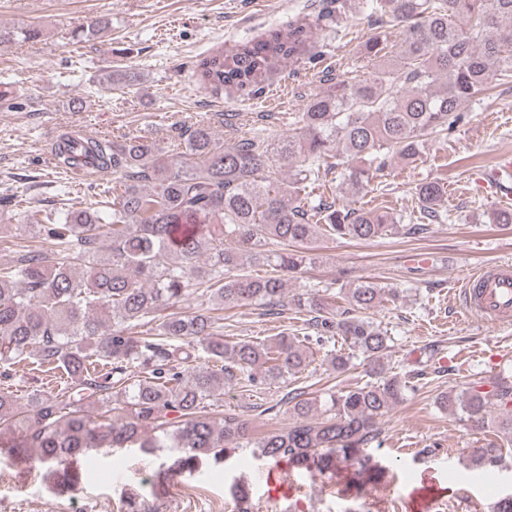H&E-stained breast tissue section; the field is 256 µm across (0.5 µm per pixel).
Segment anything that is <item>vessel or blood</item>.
<instances>
[{
  "mask_svg": "<svg viewBox=\"0 0 512 512\" xmlns=\"http://www.w3.org/2000/svg\"><path fill=\"white\" fill-rule=\"evenodd\" d=\"M484 188L502 192L512 185V155L505 154L498 165L483 175ZM465 307L471 314L491 325L512 324V265L492 264L473 273L463 290Z\"/></svg>",
  "mask_w": 512,
  "mask_h": 512,
  "instance_id": "vessel-or-blood-1",
  "label": "vessel or blood"
}]
</instances>
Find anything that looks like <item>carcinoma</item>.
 Wrapping results in <instances>:
<instances>
[{"mask_svg": "<svg viewBox=\"0 0 512 512\" xmlns=\"http://www.w3.org/2000/svg\"><path fill=\"white\" fill-rule=\"evenodd\" d=\"M367 16L403 27L394 51L380 38L363 51L379 60L371 78L312 98L296 119L295 132L272 147L253 136L231 147L211 128L178 133L185 150L169 154L136 137L118 143L89 139L82 154L112 167L122 191L112 199L61 212L44 223L31 217L3 230L18 238L34 234L49 253L25 249L15 264L0 268V420L13 416L17 399L12 368L26 361L60 372L56 387L29 395L15 421L20 448H0V460L37 463L48 473L66 464L70 481L92 448H137L167 452L169 469L194 471L224 463L242 448L253 455L312 475L348 467L343 492L359 496L385 471L366 453L378 442L376 420L415 391L414 375L385 366L391 337L361 313L376 307L385 289L362 281L338 293L315 291L294 299L312 314V325L336 330L348 352L325 355L327 370L342 373L354 359L372 381L331 395L317 407L294 387L262 412L287 407L292 422L252 440L250 422L235 413L215 419L203 409L222 400L233 385L258 393L267 380L288 381L308 365L306 350L286 336L274 340L224 341V325L209 312L167 315L202 288L222 305L261 302L271 314L288 306L285 277L312 263L321 237L373 241L398 220L388 211L350 210L323 199L293 205L306 185L336 169L343 189L358 193L392 162L416 160L426 143L445 137L463 120L461 109L494 83L512 78V0H364ZM319 22H302L262 43H243L230 54L198 62L200 79L216 90L226 86L262 91L258 79L278 61L313 63L307 54ZM41 34L35 26L0 27V47ZM56 156L77 165L74 141L64 135ZM296 169L288 180L265 175L275 159ZM443 183L418 185L421 218H438ZM279 250L269 254L266 246ZM274 274L252 277L244 270L260 261ZM348 307L335 311L336 295ZM147 327L135 336L132 328ZM263 369L257 376L254 370ZM123 414L108 416L112 396ZM440 404L484 426L496 407L512 429V381L490 391L472 385ZM503 449L483 448L475 463L494 469ZM124 512H157L134 493Z\"/></svg>", "mask_w": 512, "mask_h": 512, "instance_id": "cac0c4a2", "label": "carcinoma"}]
</instances>
